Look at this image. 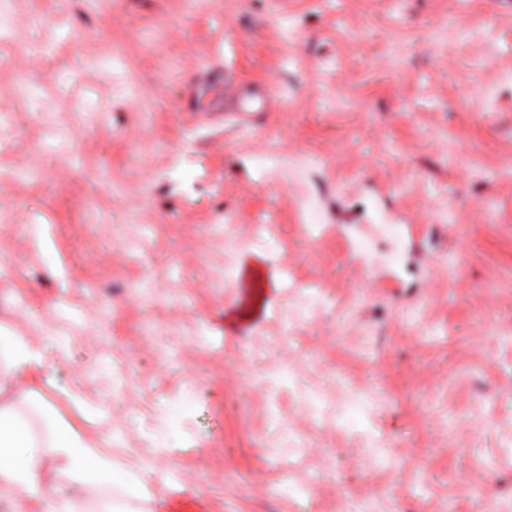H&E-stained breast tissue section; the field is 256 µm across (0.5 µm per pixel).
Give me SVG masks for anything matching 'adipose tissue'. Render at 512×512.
Wrapping results in <instances>:
<instances>
[{"label":"adipose tissue","instance_id":"1","mask_svg":"<svg viewBox=\"0 0 512 512\" xmlns=\"http://www.w3.org/2000/svg\"><path fill=\"white\" fill-rule=\"evenodd\" d=\"M46 364V347L24 336L0 338V391L14 385L15 395L0 401V500L11 512H88L84 500L106 489L122 498L106 500L101 512H143L137 507L145 486L131 481L125 467L112 462L93 440L47 410H32V390ZM71 485L72 496L56 499L50 490Z\"/></svg>","mask_w":512,"mask_h":512}]
</instances>
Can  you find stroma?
Instances as JSON below:
<instances>
[{
    "label": "stroma",
    "mask_w": 512,
    "mask_h": 512,
    "mask_svg": "<svg viewBox=\"0 0 512 512\" xmlns=\"http://www.w3.org/2000/svg\"><path fill=\"white\" fill-rule=\"evenodd\" d=\"M0 253L150 512H512V0H0ZM198 83L214 90L217 97L221 98L222 106L226 101L233 105L237 111L233 114L242 124L249 123L258 112L269 109L273 104V98L266 88L246 86L229 72H224V88L214 85L209 72L200 73Z\"/></svg>",
    "instance_id": "stroma-1"
}]
</instances>
